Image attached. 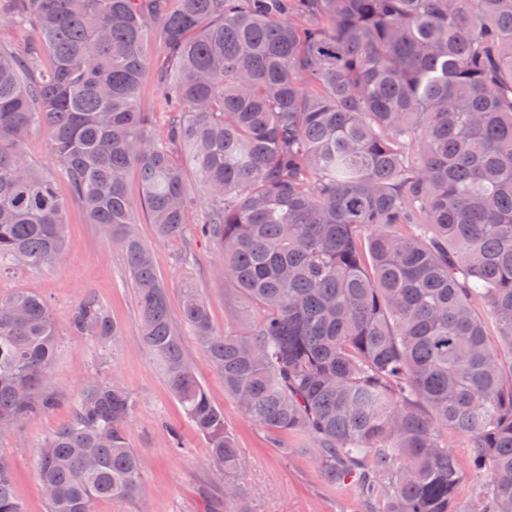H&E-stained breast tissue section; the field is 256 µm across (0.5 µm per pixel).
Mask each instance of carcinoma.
Wrapping results in <instances>:
<instances>
[{"mask_svg": "<svg viewBox=\"0 0 512 512\" xmlns=\"http://www.w3.org/2000/svg\"><path fill=\"white\" fill-rule=\"evenodd\" d=\"M0 16L37 33L0 44V274L64 255L67 206L23 153L42 128L88 223L125 252L137 339L224 498L240 494L239 449L135 231L145 213L157 238L186 235L189 170L218 273L263 312L228 335L183 288L181 322L244 415L304 436L330 484L386 512H512V0H0ZM151 72L161 143L139 107ZM69 326L120 333L93 297ZM57 353L39 295L0 299V423L60 405ZM132 406L116 380L84 385L37 456L48 512L142 495ZM441 428L487 474L467 504ZM0 512H23L2 458Z\"/></svg>", "mask_w": 512, "mask_h": 512, "instance_id": "1", "label": "carcinoma"}]
</instances>
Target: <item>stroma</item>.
I'll list each match as a JSON object with an SVG mask.
<instances>
[{"label":"stroma","mask_w":512,"mask_h":512,"mask_svg":"<svg viewBox=\"0 0 512 512\" xmlns=\"http://www.w3.org/2000/svg\"><path fill=\"white\" fill-rule=\"evenodd\" d=\"M26 159L54 174L61 195L69 189L53 154L46 131L31 133L23 145ZM67 249L51 266L18 267L0 276V298L24 288L49 306L58 330L59 354L50 372L61 396L52 413L31 418L0 435V455L11 466L16 495L24 512H47V502L35 473L43 440L70 417V408L83 385L92 379H115L131 392L134 405L127 423L131 447L146 460L143 496L129 500L101 499L93 512H213L224 479L207 462V444L189 425L157 362L136 340L139 310L136 290L124 253L98 224L87 223L76 201H69ZM150 245L156 268L168 291L172 317H179L181 285L193 282L208 301L214 326L242 333L257 320L258 307L243 303L234 286L218 278L213 267L218 251L212 241L190 234L188 241L156 239L152 224L137 226ZM95 297L119 325L121 334L102 344L68 329L71 310L86 297ZM188 357L236 436L241 459L235 482L238 497L226 500L223 512H382L383 503L363 506L352 487H337L320 475L303 437L288 435L276 441L247 418L224 381L205 360L189 329H182ZM182 434L183 447L170 446L171 430Z\"/></svg>","instance_id":"1"}]
</instances>
